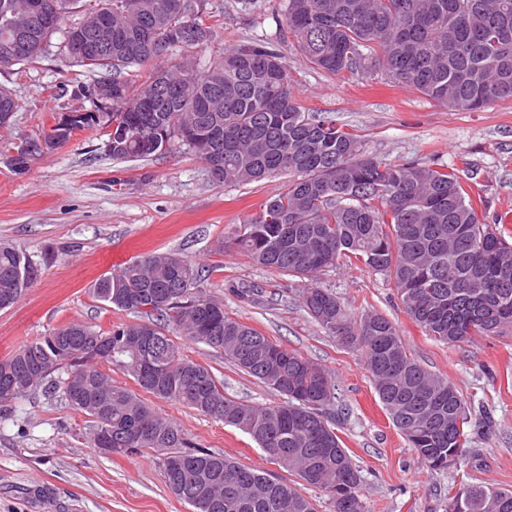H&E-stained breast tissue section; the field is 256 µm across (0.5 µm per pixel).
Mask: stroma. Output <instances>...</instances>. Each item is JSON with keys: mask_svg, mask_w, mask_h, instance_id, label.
I'll return each mask as SVG.
<instances>
[{"mask_svg": "<svg viewBox=\"0 0 512 512\" xmlns=\"http://www.w3.org/2000/svg\"><path fill=\"white\" fill-rule=\"evenodd\" d=\"M285 3L205 0L219 37L197 48L198 58L244 42L270 43L283 55L293 94L306 111L335 120L378 160L456 169L480 221L512 218V100L451 109L379 73L363 79L327 75L282 39ZM74 76L51 55L23 69L0 68V85L18 102L11 126L0 128V244L24 251L39 268L20 300L0 310V359L72 322L103 332L133 321V314L96 300L94 283L134 259L173 253L201 269V289L223 299L230 317L332 375L337 433L360 470L368 512H445L451 489L467 481L512 489V332L448 344L407 315L386 275L342 263L317 278V287L336 293L352 317L373 312L392 321L410 355L460 393L472 441L455 466L430 471L382 408L361 354L307 313L300 299L305 280L256 266L223 243L281 191L284 178L219 185L194 152L179 145L160 156L116 161L92 130L37 156L25 172L12 170L10 161L27 139L59 114L83 106L67 89ZM242 287L254 289L252 300L236 296ZM184 351L223 381L228 396L279 402L276 392L239 372L216 349L189 342ZM149 403L196 446L289 480L244 432L172 401L153 397ZM0 512L190 507L167 488L155 452L118 455L93 448L84 415L37 390L0 408Z\"/></svg>", "mask_w": 512, "mask_h": 512, "instance_id": "obj_1", "label": "stroma"}]
</instances>
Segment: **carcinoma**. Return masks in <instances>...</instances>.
<instances>
[{"label":"carcinoma","instance_id":"cac0c4a2","mask_svg":"<svg viewBox=\"0 0 512 512\" xmlns=\"http://www.w3.org/2000/svg\"><path fill=\"white\" fill-rule=\"evenodd\" d=\"M98 19L111 39L107 54L89 50ZM196 23L189 36L186 21ZM291 48L323 72L364 76L378 66L394 82L454 109L477 110L512 98V0H288ZM217 37L196 0H0V67L29 66L55 53L91 82L111 81L112 159L161 155L180 142L219 185L288 176L283 189L237 225L230 242L256 264L313 279L339 260L387 275L406 313L452 344L512 330V228L483 224L459 174L447 166L390 164L365 154L334 120L304 111L283 56L266 43L239 44L199 64L194 49ZM168 50L177 57L159 64ZM145 71L139 86L123 78ZM106 135L92 117L72 129L53 126L29 139L11 166L24 172L76 130ZM218 137L221 164L194 136ZM38 268L23 251L0 245V310L17 302ZM199 270L170 253H154L96 281L93 295L138 320L108 332L74 323L0 360V386L16 397L42 388L62 393L89 417L94 448L160 455L166 486L191 512H316L301 487L327 493L333 512H367L361 477L336 433L330 407L336 385L318 363L236 321L224 302L198 289ZM311 317L363 355L375 393L408 447L432 471L457 464L468 443L465 403L448 378L408 354L399 330L378 313L352 319L330 290L302 289ZM491 307L494 331L478 323ZM224 354L242 373L283 401L254 405L224 394L210 368L195 362L170 331ZM107 365L141 392L117 384ZM173 401L250 435L298 479L290 484L193 446L141 393ZM446 512H512V490L478 482L448 497Z\"/></svg>","mask_w":512,"mask_h":512}]
</instances>
